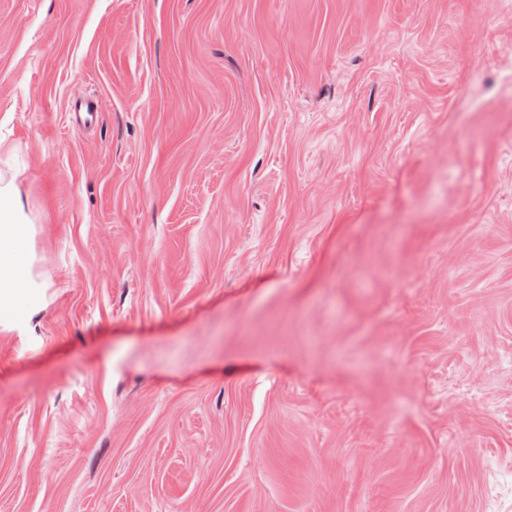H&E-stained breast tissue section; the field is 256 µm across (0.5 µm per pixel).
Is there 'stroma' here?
I'll return each mask as SVG.
<instances>
[{
    "mask_svg": "<svg viewBox=\"0 0 512 512\" xmlns=\"http://www.w3.org/2000/svg\"><path fill=\"white\" fill-rule=\"evenodd\" d=\"M0 163V512H512V0H0ZM99 111V101L91 96L71 101L67 109L71 123L77 130L92 127ZM18 199L14 175L0 171V316L13 310L14 302L5 295L17 288V273L27 252L28 239L20 233L30 224ZM2 289H4L2 291Z\"/></svg>",
    "mask_w": 512,
    "mask_h": 512,
    "instance_id": "obj_1",
    "label": "stroma"
}]
</instances>
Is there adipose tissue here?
<instances>
[{
  "label": "adipose tissue",
  "mask_w": 512,
  "mask_h": 512,
  "mask_svg": "<svg viewBox=\"0 0 512 512\" xmlns=\"http://www.w3.org/2000/svg\"><path fill=\"white\" fill-rule=\"evenodd\" d=\"M18 199L14 178L0 171V315L13 310L6 295L17 286V273L27 252L28 241L20 233L28 223Z\"/></svg>",
  "instance_id": "adipose-tissue-1"
}]
</instances>
